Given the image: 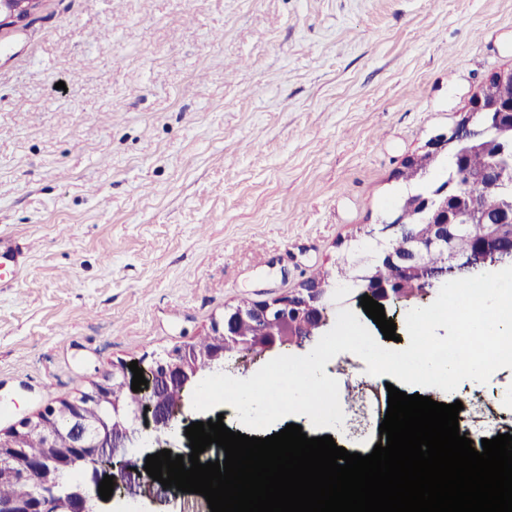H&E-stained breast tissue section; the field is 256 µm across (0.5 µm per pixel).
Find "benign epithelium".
Masks as SVG:
<instances>
[{
	"label": "benign epithelium",
	"instance_id": "benign-epithelium-1",
	"mask_svg": "<svg viewBox=\"0 0 512 512\" xmlns=\"http://www.w3.org/2000/svg\"><path fill=\"white\" fill-rule=\"evenodd\" d=\"M43 0H0V31L20 26L40 7ZM489 81L500 89L501 96L484 99L478 95L465 109L449 131L429 138L422 152L407 159L416 165L440 155L448 162L465 166L466 148L487 142L493 148L488 167L475 177L488 191L498 190L512 181V71L492 74ZM427 222L419 231L416 224H401L391 215L370 228L381 259L403 271L394 282L373 278L362 263L353 265V279L361 285L360 295H369L379 304L390 301L403 303L416 293L427 295L439 273L429 263L433 254L444 258L451 272L464 274L476 270L488 261L512 262V202L490 209L482 199L467 197L454 189L438 186L427 197L415 202ZM485 224L487 231L465 248L459 242L468 235L469 225ZM395 241L403 242L399 249ZM328 289L305 281L285 296L269 302H241L224 309L221 321L211 327L215 336L212 348L194 353L183 343L162 356L143 357L138 367L143 369L148 387L147 416L137 409L127 413L125 421L112 426L105 423L99 410L110 391L122 390L132 383L129 364L113 366L104 382L96 383L88 392L71 400L50 403L36 418H23L0 436V472L9 473L21 486L18 496L9 504V512H97L100 500L98 485L105 475L113 477L114 488L133 500L151 503L171 498L179 503V512H206L207 505L199 494L179 497L153 480L144 468L130 469L124 465L130 450L139 440L138 422H143L154 435L157 445L171 447L162 436L173 433L184 407H174L166 400L171 386H184L190 380V359L207 367L224 362V348L232 346L241 353L259 349L272 351L281 341L302 347L312 341L313 326L327 324ZM33 433L41 435L44 447L52 451L51 465L26 461L8 452L19 448ZM93 462L86 468L82 481L65 492H59L68 470L79 463Z\"/></svg>",
	"mask_w": 512,
	"mask_h": 512
}]
</instances>
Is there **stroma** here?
<instances>
[{
	"label": "stroma",
	"mask_w": 512,
	"mask_h": 512,
	"mask_svg": "<svg viewBox=\"0 0 512 512\" xmlns=\"http://www.w3.org/2000/svg\"><path fill=\"white\" fill-rule=\"evenodd\" d=\"M512 70V0H44L0 34V433L334 265ZM29 264V250L12 236H0V288H15Z\"/></svg>",
	"instance_id": "35a3bbf8"
}]
</instances>
